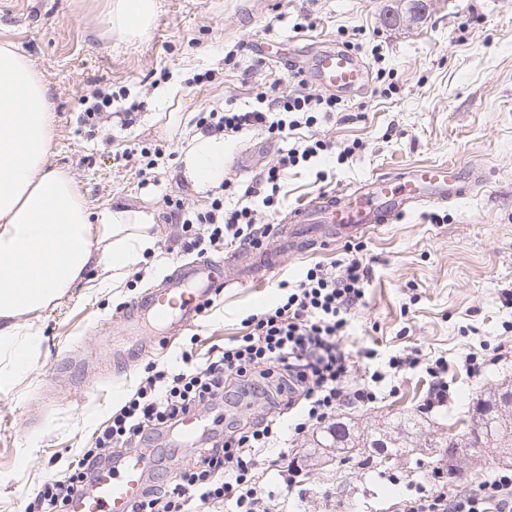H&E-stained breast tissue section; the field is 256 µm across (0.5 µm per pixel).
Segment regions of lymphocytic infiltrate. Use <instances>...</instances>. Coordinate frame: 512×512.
<instances>
[{"mask_svg": "<svg viewBox=\"0 0 512 512\" xmlns=\"http://www.w3.org/2000/svg\"><path fill=\"white\" fill-rule=\"evenodd\" d=\"M337 105L336 96L297 88L281 97H259L257 107L251 109L228 104L202 113L195 127L227 139L252 130L287 138L311 127L316 113L334 112ZM323 148L318 140L288 149L276 165L260 172L246 187L233 208H225L219 197L209 210L192 215L182 201H175L170 218L182 226V249L202 257L234 242L260 246L253 198H261L268 211H277L282 171L308 161ZM370 279L369 265L357 258L341 263L336 273L319 265L311 267L282 303L248 316L247 333L212 345L204 361L185 351L175 368L157 370L146 365V376L136 391L113 410L106 427L70 471L42 483L26 512H68L73 489L90 488L102 471L119 468L129 447L155 457L152 440L181 432L186 421L200 420L202 412L223 408L233 397L266 400L275 395L286 398L288 404H302L303 409L288 424L265 416L249 425L232 419L220 429L203 428L204 446L195 461L170 478L147 485L130 512H191L198 501H230L235 512H261L264 495L258 466L268 449L286 432L298 434L325 423L344 403H374L387 372L424 368L430 378L425 410L447 406L448 362L441 357L423 364L411 355L395 354L386 369H373L362 382L350 384L353 365L340 339L346 332V315L363 299ZM392 508L394 512H512V469L475 488L452 493L440 488L393 503Z\"/></svg>", "mask_w": 512, "mask_h": 512, "instance_id": "f902f5d3", "label": "lymphocytic infiltrate"}]
</instances>
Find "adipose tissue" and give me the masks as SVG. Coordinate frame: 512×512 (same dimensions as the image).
Returning a JSON list of instances; mask_svg holds the SVG:
<instances>
[{
	"instance_id": "ef3b65f1",
	"label": "adipose tissue",
	"mask_w": 512,
	"mask_h": 512,
	"mask_svg": "<svg viewBox=\"0 0 512 512\" xmlns=\"http://www.w3.org/2000/svg\"><path fill=\"white\" fill-rule=\"evenodd\" d=\"M157 0H109L107 31L120 41L148 34ZM53 103L42 75L14 45L0 43V354L26 373L37 321L97 268L119 285L153 250L152 214L130 208L91 212L72 177L48 163ZM223 137L196 135L180 156L196 191L224 180Z\"/></svg>"
}]
</instances>
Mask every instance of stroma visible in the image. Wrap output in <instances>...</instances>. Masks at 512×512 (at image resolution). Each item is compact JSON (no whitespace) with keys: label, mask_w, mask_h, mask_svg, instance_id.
Listing matches in <instances>:
<instances>
[{"label":"stroma","mask_w":512,"mask_h":512,"mask_svg":"<svg viewBox=\"0 0 512 512\" xmlns=\"http://www.w3.org/2000/svg\"><path fill=\"white\" fill-rule=\"evenodd\" d=\"M108 0H0V43L25 53L42 74L55 105L49 164L68 171L92 209L122 204L154 216L155 251L115 288L101 270L39 322L30 369L0 383V512H25L39 486L66 470L95 429L132 394L147 362L173 366L182 350L202 354L245 334L243 320L274 306L280 281H296L314 264L331 268L357 256L372 276L348 316L341 346L353 361L363 350L377 362L394 353L445 358L451 399L422 412L429 378L418 368L387 376L376 403L339 407L334 421L356 434L392 429L405 416L419 426L408 448L388 463L357 450L322 447L321 429L289 437L286 462L301 470L286 487L267 470L263 487L278 512H386L394 502L433 488L437 442L461 437L472 424L480 392L512 383V0H428L418 18L388 26V9L406 0H158L149 34L134 43L112 40ZM350 44L370 71L360 92L342 95L341 116L300 129L328 152L282 174L276 212H256V226L277 224L317 192L364 183L407 165H439L450 174L475 167L474 191L444 205H426L373 228L356 242L319 245L288 256L267 278L236 283L230 257L214 253L232 279L208 313L164 339L151 317L127 323V302L155 287L190 254L168 252L180 231L167 221L166 199L205 211L212 193L191 188L177 159L190 120L233 104L252 105L271 88L289 90L298 67H310L321 41ZM211 80H204V73ZM113 93L114 118L81 124V98ZM139 102L135 124L116 115ZM268 136L251 131L227 141L224 177L246 188L274 165L285 142L264 149ZM148 142L169 158L140 175V156L114 161L115 151ZM254 150L252 170L238 154ZM476 354L480 373L464 362ZM449 488L475 487L502 469L497 454L463 456Z\"/></svg>","instance_id":"stroma-1"}]
</instances>
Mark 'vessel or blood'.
Wrapping results in <instances>:
<instances>
[{
    "instance_id": "vessel-or-blood-1",
    "label": "vessel or blood",
    "mask_w": 512,
    "mask_h": 512,
    "mask_svg": "<svg viewBox=\"0 0 512 512\" xmlns=\"http://www.w3.org/2000/svg\"><path fill=\"white\" fill-rule=\"evenodd\" d=\"M311 75L318 85L342 94L363 90L369 80L363 62L350 49L340 46L320 51L312 61ZM473 184L472 177L450 181L440 167L422 166L372 177L353 190L317 194L291 210L288 229L278 233L279 249L261 250L237 280L247 283L271 273L285 253L320 242L348 241L356 238L363 227L390 223L394 217L427 203L463 198ZM220 286L214 261L202 258L178 266L162 287L137 297L125 309L123 318L133 321L148 314L169 325L175 334L199 320L200 305ZM150 468V460L138 455L122 471L102 473L92 491L79 489L72 494L69 512H127Z\"/></svg>"
}]
</instances>
